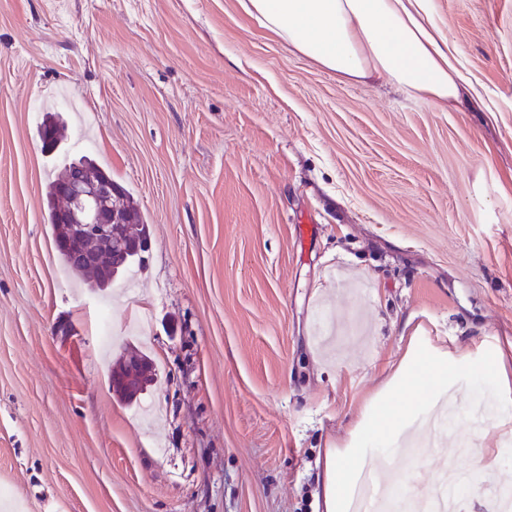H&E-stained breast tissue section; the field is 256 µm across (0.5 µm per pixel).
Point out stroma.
<instances>
[{
  "label": "stroma",
  "mask_w": 512,
  "mask_h": 512,
  "mask_svg": "<svg viewBox=\"0 0 512 512\" xmlns=\"http://www.w3.org/2000/svg\"><path fill=\"white\" fill-rule=\"evenodd\" d=\"M432 11L486 111L343 81L241 0H0V512H322L325 451L411 339L512 356V0ZM83 156L149 224L131 287L59 262L45 189ZM130 352L159 368L148 416L109 385ZM456 398L485 405L445 432L485 512L512 397L466 372ZM53 119V122L49 120ZM65 124L58 113L47 112L40 125V139L45 152L58 148L64 138Z\"/></svg>",
  "instance_id": "obj_1"
}]
</instances>
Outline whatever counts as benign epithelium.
Segmentation results:
<instances>
[{
  "label": "benign epithelium",
  "mask_w": 512,
  "mask_h": 512,
  "mask_svg": "<svg viewBox=\"0 0 512 512\" xmlns=\"http://www.w3.org/2000/svg\"><path fill=\"white\" fill-rule=\"evenodd\" d=\"M68 199V207L60 215V221L71 225V234L76 244L65 242V246L77 248V242L92 238L105 245L126 247L127 252L140 257L148 249V239L139 238L127 243L118 238L115 225L122 223L118 209L112 199L118 190L105 179L89 181L72 178L61 188ZM150 363L148 360L123 359L111 376V386L122 400L136 399L148 386Z\"/></svg>",
  "instance_id": "benign-epithelium-1"
}]
</instances>
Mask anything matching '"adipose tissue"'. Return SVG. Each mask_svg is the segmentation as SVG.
<instances>
[{"mask_svg":"<svg viewBox=\"0 0 512 512\" xmlns=\"http://www.w3.org/2000/svg\"><path fill=\"white\" fill-rule=\"evenodd\" d=\"M248 14L300 54L346 81L382 78L431 105H470L477 90L432 14L431 0H249ZM465 360L411 343L397 371L351 432L343 454L326 452L324 512H350L368 444L458 387Z\"/></svg>","mask_w":512,"mask_h":512,"instance_id":"ef3b65f1","label":"adipose tissue"}]
</instances>
